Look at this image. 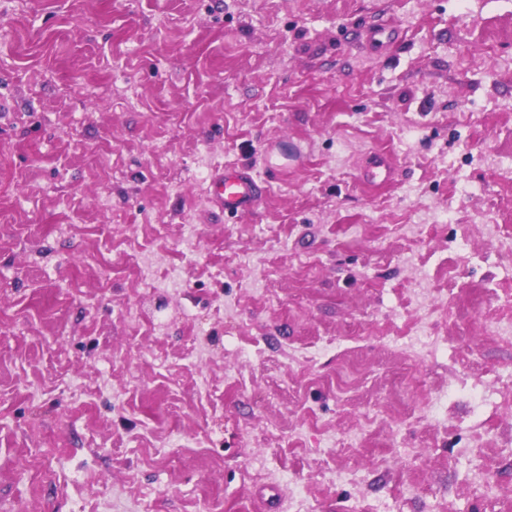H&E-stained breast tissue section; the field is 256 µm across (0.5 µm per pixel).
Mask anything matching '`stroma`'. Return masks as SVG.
Returning <instances> with one entry per match:
<instances>
[{"mask_svg":"<svg viewBox=\"0 0 512 512\" xmlns=\"http://www.w3.org/2000/svg\"><path fill=\"white\" fill-rule=\"evenodd\" d=\"M506 239L512 0H0V512H512ZM212 194V202L224 214L236 215L253 209L262 191L251 174L226 168L223 173L215 175Z\"/></svg>","mask_w":512,"mask_h":512,"instance_id":"obj_1","label":"stroma"}]
</instances>
